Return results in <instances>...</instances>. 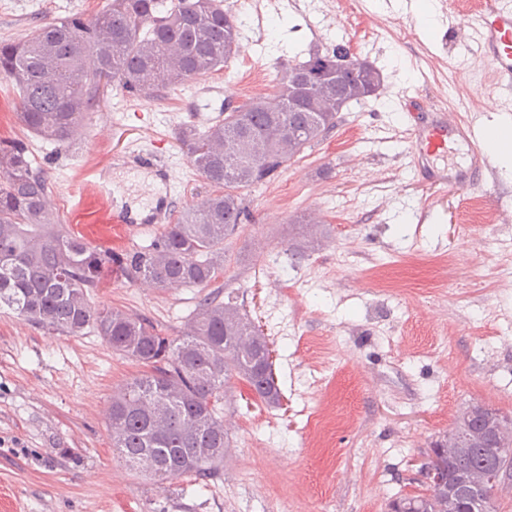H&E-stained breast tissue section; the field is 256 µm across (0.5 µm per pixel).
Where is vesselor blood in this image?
I'll return each mask as SVG.
<instances>
[{
    "instance_id": "1",
    "label": "vessel or blood",
    "mask_w": 512,
    "mask_h": 512,
    "mask_svg": "<svg viewBox=\"0 0 512 512\" xmlns=\"http://www.w3.org/2000/svg\"><path fill=\"white\" fill-rule=\"evenodd\" d=\"M478 39L473 62L490 65L496 76L512 79V0H483L480 11L468 19ZM408 142L411 166L418 176L435 185L452 190L480 186L484 181L487 163L481 147L482 134L473 124L444 110H431L426 122L408 116ZM466 149V165L459 168H436L437 158L446 156L449 146ZM170 220L167 209L159 208L140 217L128 210L113 212L111 223L124 232L141 229L143 224H165Z\"/></svg>"
}]
</instances>
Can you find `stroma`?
Here are the masks:
<instances>
[{
	"label": "stroma",
	"instance_id": "1",
	"mask_svg": "<svg viewBox=\"0 0 512 512\" xmlns=\"http://www.w3.org/2000/svg\"><path fill=\"white\" fill-rule=\"evenodd\" d=\"M479 0H252L234 59L152 98L109 89L66 147L15 119L0 77V138L29 143L44 170L53 222L91 245L125 253L158 235L103 220L86 169L117 153L158 154L169 177L117 164L114 205L201 204L213 186L177 139L205 130L226 102L273 95L281 64L335 45L378 67L375 95L339 112L336 127L268 183L244 192L250 220L224 243L217 284L233 293L274 352L281 407L234 383L224 396L230 446L217 474L154 480L112 451L110 399L141 367L92 330L65 336L0 310V512H386L415 492L432 438L480 402L512 417V180L444 190L408 156L401 104H427L484 124L512 118V90L490 67L470 84L464 24ZM108 0H0V41L45 20L92 16ZM213 86L198 94L199 84ZM205 294L161 290L103 270L89 302L148 317L177 337Z\"/></svg>",
	"mask_w": 512,
	"mask_h": 512
}]
</instances>
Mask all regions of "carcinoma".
<instances>
[{
    "label": "carcinoma",
    "mask_w": 512,
    "mask_h": 512,
    "mask_svg": "<svg viewBox=\"0 0 512 512\" xmlns=\"http://www.w3.org/2000/svg\"><path fill=\"white\" fill-rule=\"evenodd\" d=\"M240 25L224 0H109L87 18L73 14L0 42V76L19 95L18 123L43 141L67 145L107 90L150 96L224 68L235 57ZM341 60L348 74L320 95L292 79ZM380 70L344 45L282 66L273 96H252L203 131L179 139L201 175L220 192L184 210L150 245L114 254L86 242L47 211L49 185L26 143L0 141V308L39 328L77 335L89 328L112 351L147 367L112 395V448L132 469L159 480L206 479L224 464V391L247 385L264 405H281L269 343L222 290L208 293L173 338L150 319L98 310L88 295L100 272L121 267L131 281L163 290L206 288L224 268V241L248 218L242 191L275 177L336 127L338 112L374 95ZM470 428L455 421L428 460L423 490L398 496L403 512H470L469 489L494 493L480 448L462 443ZM463 479L448 500V468Z\"/></svg>",
    "instance_id": "cac0c4a2"
}]
</instances>
